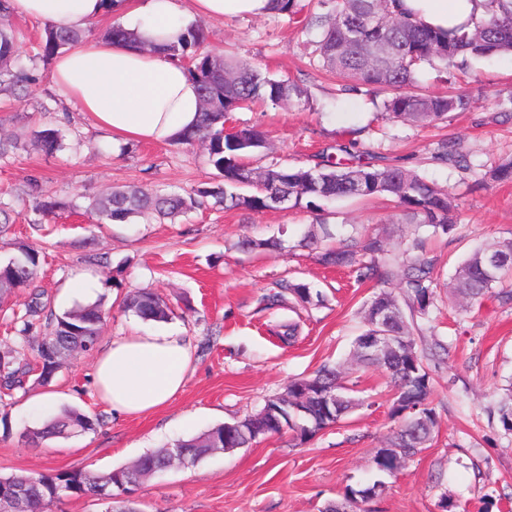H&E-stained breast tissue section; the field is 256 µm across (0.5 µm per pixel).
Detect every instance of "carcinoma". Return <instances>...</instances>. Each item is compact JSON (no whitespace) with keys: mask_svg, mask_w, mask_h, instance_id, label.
Returning <instances> with one entry per match:
<instances>
[{"mask_svg":"<svg viewBox=\"0 0 512 512\" xmlns=\"http://www.w3.org/2000/svg\"><path fill=\"white\" fill-rule=\"evenodd\" d=\"M319 11L307 16L305 31H320L316 52L322 67L343 82V91L384 96L383 111L400 122L435 124L450 112H467L470 99L461 93L426 94L415 88L416 74L428 64L456 78L468 61L499 53L512 54V0H490L487 17L469 29L459 27L439 32L419 20L393 10L392 0H316ZM82 41L76 30L51 27L42 43L43 57ZM206 35L202 28L190 26L181 41L169 47L179 61L189 60L188 72L197 82L201 95V119L195 129L179 142L206 143L208 159L219 179L207 183L195 193H154L135 185L104 189L92 197L89 208L99 224H127L138 214L153 213L158 219L173 220L200 205V199L212 198L226 209L263 212L272 209L271 197L288 198L292 208L321 211L327 203L341 199L387 197L402 215L414 220L415 229L428 227L435 235L453 234L457 226L455 197L449 189L431 183L414 171L398 165L377 168L361 165L341 166L335 154L322 152L313 166L284 167L273 164L261 171L251 168L245 159L265 146L264 136L255 128L235 132L224 129L225 117L258 102L274 105L301 97L304 90L284 79L264 75L252 62L218 58L204 50ZM29 81L18 61L17 39L13 32L0 28V88ZM37 146L46 154L63 148L59 131L41 129L34 133ZM434 158L468 171L470 161L460 140L448 138L437 144ZM483 181L512 182V159L490 168ZM26 195L32 211L49 216L64 203L45 198L37 180L27 181ZM390 231L368 234L358 242L350 235L332 232L325 223L314 224L293 245L281 238L243 239L237 247L243 252L256 249L283 250L321 246L320 263L327 268L347 269L359 282H372L378 292L362 311L363 330L354 342L358 362L385 371L395 390L391 416L398 422L392 438L374 455L377 471L393 474L401 464L420 454L438 433L440 416L431 399L433 377L428 362L448 354V346L422 336L421 321L429 320L434 307L437 282L433 277L436 259L430 256L423 240L416 236L401 252L387 248ZM498 265L490 266L491 257ZM41 264L40 251L20 244L17 254L0 263V301L18 288H32V297L23 316L21 339L29 341L33 321L43 310L41 293L35 291ZM494 293L503 303H512V239L498 241L474 250L455 269L450 293L454 299L480 301ZM304 308L320 306L324 297L304 283L282 280L262 298L265 308L274 309L288 298ZM396 309L397 318L387 324L385 312ZM121 310L145 321L165 322L172 310L156 293L140 289L126 294ZM111 317V309L102 301L78 305L48 323L49 330L37 343L41 370L37 382L49 384L62 366L61 349L85 343L94 347L102 328ZM387 334L395 349L375 356L365 345L369 336ZM29 373L27 365L12 353L0 355V382L7 390L22 385ZM364 400L354 385L342 381L336 367L324 365L307 377L288 383L286 392L269 397L257 412L232 423L214 426L200 436L176 444L188 463L195 464L209 453L228 448H243L261 437L292 433L307 443L334 422L360 408ZM499 422L512 434V384L501 398ZM94 428L93 420L77 409H68L30 430V439L68 436ZM169 469L167 450L147 453L131 465L107 473L89 470L48 469L30 475L0 476V482L23 480L28 484V512H51L60 491L69 498H91L98 489L113 483L139 486L145 480ZM385 482L375 480L366 487L347 489L346 500L364 495L368 502L383 494Z\"/></svg>","mask_w":512,"mask_h":512,"instance_id":"carcinoma-1","label":"carcinoma"}]
</instances>
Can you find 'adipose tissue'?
Segmentation results:
<instances>
[{
    "label": "adipose tissue",
    "instance_id": "adipose-tissue-1",
    "mask_svg": "<svg viewBox=\"0 0 512 512\" xmlns=\"http://www.w3.org/2000/svg\"><path fill=\"white\" fill-rule=\"evenodd\" d=\"M488 0H398L405 15L444 31L474 26ZM10 0L30 20L88 29L120 13L142 42L91 41L71 47L55 61L51 80L58 92L113 143L129 140L169 144L193 129L200 116L196 83L185 65L169 55L194 15L257 18L271 13L272 0ZM193 362L192 344L178 330H143L112 340L100 354L94 381L116 413L140 415L166 406L181 390Z\"/></svg>",
    "mask_w": 512,
    "mask_h": 512
}]
</instances>
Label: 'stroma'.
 Here are the masks:
<instances>
[{
  "label": "stroma",
  "instance_id": "35a3bbf8",
  "mask_svg": "<svg viewBox=\"0 0 512 512\" xmlns=\"http://www.w3.org/2000/svg\"><path fill=\"white\" fill-rule=\"evenodd\" d=\"M193 22L205 30L207 50L250 60L307 91L305 99L283 106L268 103L231 114L226 131L254 127L266 137V147L248 156L251 166L310 165L323 149L346 144V164L411 167L452 190L458 226L451 236L429 242L440 267L432 317L450 353L432 371L438 434L431 447L394 475L380 477L373 463L377 448L396 428L390 416L393 392L381 369L360 366L350 379L366 407L303 445L288 435L269 436L168 469L135 492L140 512H322L327 504H344L347 489L378 478L386 489L370 502L371 512H512V435L491 413L512 384V305L488 296L462 312L449 303L446 288L456 264L475 246L512 239V183L473 186L491 166L512 157V55L472 61L460 76L458 87L474 101L470 111L417 126L377 117L367 96L343 94L319 66L314 54L319 34L304 32L302 15H198ZM0 27L13 31L21 62L35 76L21 100L0 95V134L55 127L64 135L56 154L29 143L0 160V190L34 177L45 196L65 204L42 219L16 206L9 230L0 234V262L21 243L44 253L37 282L44 318L33 336L43 335L46 318L72 308L61 294L78 273L92 274L96 297L114 308L96 349L68 360L50 385H38L31 374L23 387L0 397L1 475L48 468L107 472L256 412L267 397L284 392L290 379L309 375L321 364L345 363L361 330L359 312L374 292L372 283L325 268L305 250L243 253L235 244L244 236L274 235L293 243L321 217L378 232L400 218L390 202L339 201L317 214L305 209L246 213L209 200L172 223L146 214L118 230L96 224L87 206L102 188L134 184L186 193L211 182L216 171L207 151L199 145L140 141L113 147L107 133L53 87V64L42 59L39 48L45 25L13 13L0 16ZM446 136L463 139L472 172L433 160L436 143ZM282 279L321 291L324 305L307 312L287 306L261 310V297ZM138 288L153 289L173 306L166 326L190 339L193 364L167 406L127 416L101 400L92 377L100 350L142 327L138 317L116 309L124 293ZM30 298L22 290L0 305V354L12 352L34 367L36 353L18 334ZM288 321L298 323L299 334L286 346L268 328ZM41 393L51 395L52 406L37 413L30 401ZM66 407L96 418L95 428L36 445L28 441V429Z\"/></svg>",
  "mask_w": 512,
  "mask_h": 512
}]
</instances>
